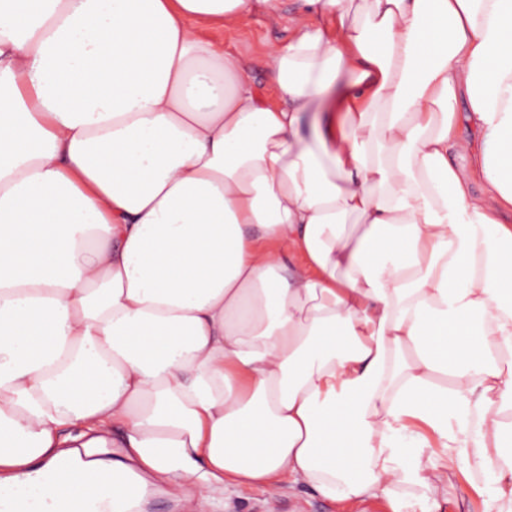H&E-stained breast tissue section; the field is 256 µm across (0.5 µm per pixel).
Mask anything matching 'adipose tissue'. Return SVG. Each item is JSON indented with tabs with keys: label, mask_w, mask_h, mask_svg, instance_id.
Wrapping results in <instances>:
<instances>
[{
	"label": "adipose tissue",
	"mask_w": 512,
	"mask_h": 512,
	"mask_svg": "<svg viewBox=\"0 0 512 512\" xmlns=\"http://www.w3.org/2000/svg\"><path fill=\"white\" fill-rule=\"evenodd\" d=\"M509 214L512 0H0V491L512 512ZM206 36L223 43L224 49L247 58L252 64V76L256 90L270 100L277 96V90L268 83L263 60L269 46L285 44L288 41V28L284 25L272 26L257 20L248 26L220 31H208ZM462 463H457L448 484V501L442 503L441 512H481V499L473 492L466 479ZM45 483L47 489L61 503H67V498L82 494L86 497L83 501V512H98L94 509L96 492L83 473L74 471L63 480H59L57 475L52 474L46 478ZM223 499L222 512H392L390 505L383 499L335 502L323 499L305 488L288 487V483L280 487L274 503H270L265 491L245 487L225 488ZM363 507L371 510L364 511Z\"/></svg>",
	"instance_id": "obj_1"
}]
</instances>
